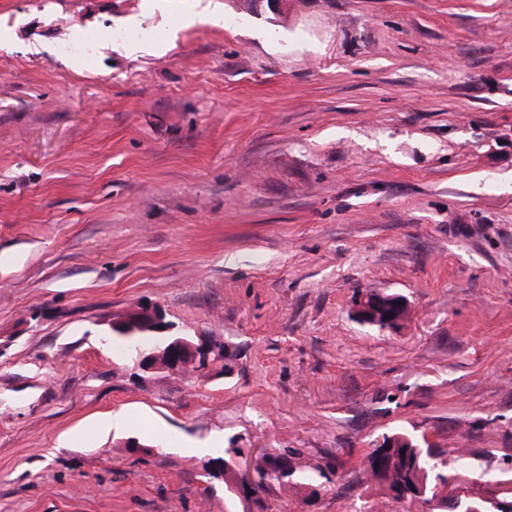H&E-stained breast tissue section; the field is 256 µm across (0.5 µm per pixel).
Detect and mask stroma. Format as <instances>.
<instances>
[{
    "label": "stroma",
    "mask_w": 512,
    "mask_h": 512,
    "mask_svg": "<svg viewBox=\"0 0 512 512\" xmlns=\"http://www.w3.org/2000/svg\"><path fill=\"white\" fill-rule=\"evenodd\" d=\"M212 4L0 0V512H423L393 430L512 476V0ZM139 303L223 357L140 371ZM279 455L335 472L232 493ZM404 298L398 295L365 292L359 299L357 315L359 319L370 325L383 323L385 327L399 324L404 317L406 305H398ZM390 315L389 319L384 316ZM387 436L399 438L402 448L396 447L395 440L387 438ZM383 438H387V440L379 441L376 447L391 450V452L384 456L385 460L382 466L377 465L374 450L371 449L364 457L361 467L364 474L382 487L388 496L392 495L391 491L395 490L402 482L412 486L422 482L426 486V490L421 486L417 490L405 491L402 493L401 499L420 501L425 497L426 492L433 497L435 495L432 491L436 485L435 479H444L445 477L440 473H448V468L468 470L471 465L470 454L467 450L457 448L447 451L434 448L425 436L419 440L413 435L397 430L383 435ZM409 459L416 462L413 472L406 469V462ZM392 497L399 500L396 495H392Z\"/></svg>",
    "instance_id": "stroma-1"
}]
</instances>
